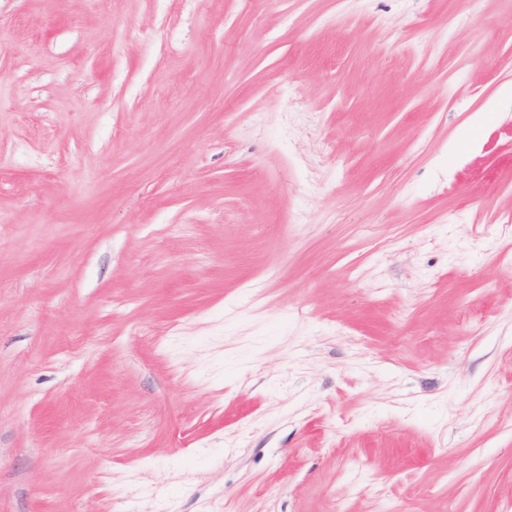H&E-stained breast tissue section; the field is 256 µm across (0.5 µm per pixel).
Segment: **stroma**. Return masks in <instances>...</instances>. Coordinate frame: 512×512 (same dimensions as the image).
<instances>
[{"instance_id": "35a3bbf8", "label": "stroma", "mask_w": 512, "mask_h": 512, "mask_svg": "<svg viewBox=\"0 0 512 512\" xmlns=\"http://www.w3.org/2000/svg\"><path fill=\"white\" fill-rule=\"evenodd\" d=\"M509 80L512 0H0V512H512Z\"/></svg>"}]
</instances>
